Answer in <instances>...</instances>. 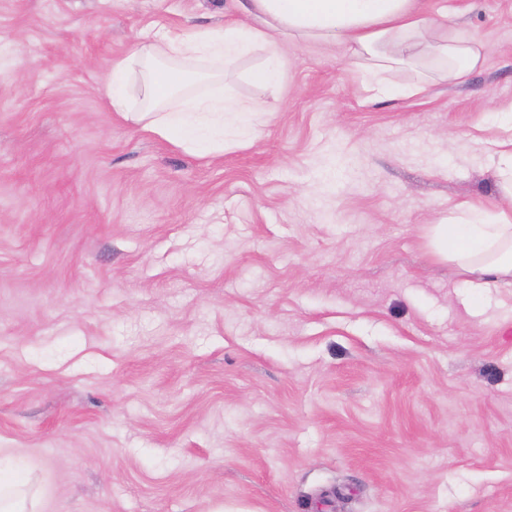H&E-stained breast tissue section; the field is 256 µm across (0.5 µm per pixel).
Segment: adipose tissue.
<instances>
[{
	"label": "adipose tissue",
	"instance_id": "obj_1",
	"mask_svg": "<svg viewBox=\"0 0 512 512\" xmlns=\"http://www.w3.org/2000/svg\"><path fill=\"white\" fill-rule=\"evenodd\" d=\"M234 2L237 23L190 33L166 29L134 43L130 55L112 67L106 89L112 110L177 146L220 155L251 144L246 118L269 106L217 90L191 93L187 87L197 79L217 85L226 66L255 48L267 53L265 63L250 74L256 87L277 80L282 41L316 42L340 47L363 89L378 99L424 91L421 83L399 89L388 84L387 74L397 66L418 63L443 80L458 82L482 62L472 34L450 26L447 14L422 12L418 0ZM203 61L209 62V72L195 73ZM135 68L142 81L134 107L122 85ZM432 242L436 255L455 265L471 295L512 283V208L465 206L448 223L435 225Z\"/></svg>",
	"mask_w": 512,
	"mask_h": 512
}]
</instances>
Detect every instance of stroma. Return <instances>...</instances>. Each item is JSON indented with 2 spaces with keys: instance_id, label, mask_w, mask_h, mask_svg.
Returning a JSON list of instances; mask_svg holds the SVG:
<instances>
[{
  "instance_id": "stroma-1",
  "label": "stroma",
  "mask_w": 512,
  "mask_h": 512,
  "mask_svg": "<svg viewBox=\"0 0 512 512\" xmlns=\"http://www.w3.org/2000/svg\"><path fill=\"white\" fill-rule=\"evenodd\" d=\"M460 82L368 99L342 51L254 50L252 145L202 156L112 111V64L230 0H0V466L35 512H512V286L433 225L503 207L512 0H420Z\"/></svg>"
}]
</instances>
